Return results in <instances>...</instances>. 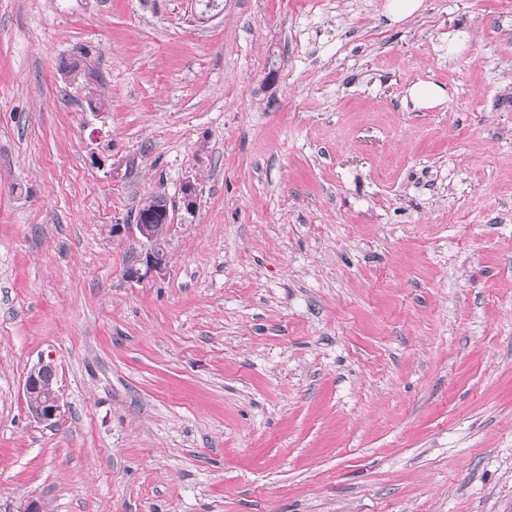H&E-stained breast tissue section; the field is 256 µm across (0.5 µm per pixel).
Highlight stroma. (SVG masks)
Returning a JSON list of instances; mask_svg holds the SVG:
<instances>
[{
    "instance_id": "1",
    "label": "stroma",
    "mask_w": 512,
    "mask_h": 512,
    "mask_svg": "<svg viewBox=\"0 0 512 512\" xmlns=\"http://www.w3.org/2000/svg\"><path fill=\"white\" fill-rule=\"evenodd\" d=\"M388 3L0 0V512H512V0ZM408 94L416 106L428 107L440 102L444 96V91L437 84L423 82L410 87ZM198 195L197 185L188 179L182 185L178 201L167 200L163 203L165 196L162 194H149L138 201L135 209L138 216H135V224H130L129 229L139 238L143 249L136 262L124 269L123 277L127 281L140 282L149 276L164 274L167 264L158 253L160 239L157 231L164 224L172 223L174 215L179 211L189 215L194 214L197 209ZM161 203L162 206L156 211L149 212ZM56 380V369L55 366L51 362H42L39 367L31 370L26 376L23 384V390L25 393V398L32 388L35 386H39L41 383H47L51 385L53 381ZM34 394L32 400H27V406L30 407L31 403L34 401H38V399H44L45 395V385H41L39 388H34ZM30 416L40 423L53 426L60 413V397L57 392H53L46 401L36 405L28 411Z\"/></svg>"
}]
</instances>
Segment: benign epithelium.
<instances>
[{"instance_id":"obj_1","label":"benign epithelium","mask_w":512,"mask_h":512,"mask_svg":"<svg viewBox=\"0 0 512 512\" xmlns=\"http://www.w3.org/2000/svg\"><path fill=\"white\" fill-rule=\"evenodd\" d=\"M198 187L186 180L181 188L178 200L162 203L154 212H146L135 217V223L129 225L134 234L139 238L143 249L136 262L123 271V277L129 282H139L149 276H159L167 269L166 261L162 260L158 253L159 237L157 231L165 224L173 220L177 212L182 211L192 215L197 209ZM56 380L55 366L50 362H43L39 367L31 370L23 384L24 393H29L32 388L42 384H52ZM60 413V397L54 392L46 401L32 407L30 416L40 423L53 426Z\"/></svg>"}]
</instances>
